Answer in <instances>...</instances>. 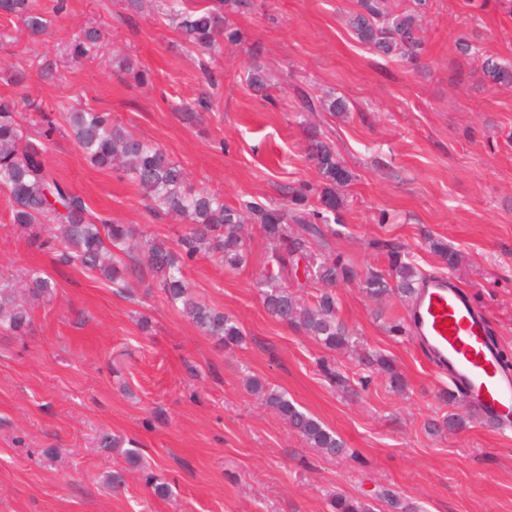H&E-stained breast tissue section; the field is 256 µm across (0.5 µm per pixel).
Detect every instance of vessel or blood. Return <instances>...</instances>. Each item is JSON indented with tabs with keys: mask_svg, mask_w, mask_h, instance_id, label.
<instances>
[{
	"mask_svg": "<svg viewBox=\"0 0 512 512\" xmlns=\"http://www.w3.org/2000/svg\"><path fill=\"white\" fill-rule=\"evenodd\" d=\"M454 388L496 429L512 423V368L501 365L483 315L469 295L444 276L421 282L409 319Z\"/></svg>",
	"mask_w": 512,
	"mask_h": 512,
	"instance_id": "1",
	"label": "vessel or blood"
}]
</instances>
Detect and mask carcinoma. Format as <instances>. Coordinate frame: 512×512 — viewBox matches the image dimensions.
Instances as JSON below:
<instances>
[{
  "mask_svg": "<svg viewBox=\"0 0 512 512\" xmlns=\"http://www.w3.org/2000/svg\"><path fill=\"white\" fill-rule=\"evenodd\" d=\"M247 6V0H212L208 8L190 10L181 5V0H168L165 16L189 43L206 52L216 49L221 34L236 36V32L228 31L224 9L237 12ZM358 6L349 24L360 42L384 55L399 52L411 60L419 58L422 42L416 36L418 13L397 14L389 8L387 0H358ZM0 15L19 20L30 34L43 32L47 24L43 16L31 13L29 0H0ZM96 41V30H87L84 39L73 44V54L89 55ZM479 74L493 88L512 86V64L487 57L482 60ZM19 112V100L0 97V190L8 197L13 223L27 228L61 225L62 238L37 235L34 244L52 253L61 265L78 263L119 288L129 287V278L141 274L140 267L125 262L129 242L138 235L136 226L104 217L90 219L82 197L51 173L41 148L29 141L19 122ZM66 121L77 146L91 164L117 167L155 211L175 214L188 224L175 249L161 240L147 244V269L168 302L203 335L213 338L222 348H230L241 342L243 333L237 322L191 292L184 268L203 252L215 255L228 271L245 265L243 231L244 214L248 213L275 243L267 273L260 280L268 314L329 351L355 345L352 330L337 316L332 288L338 282L354 280L357 272L341 257L322 253L324 236L317 228L321 223H330L340 211L342 199L337 189L351 182L352 173L317 132L309 135L308 154L322 178L320 186L314 188L303 183L289 190L287 206L272 207L244 200L236 209L226 205L220 193L192 189L184 168L163 148L114 124L109 113L72 107L66 113ZM379 247L387 251L389 275L367 271L364 288L374 296L395 290L402 298H412L423 280L422 273L393 244L383 241ZM431 248L446 266L453 268L458 264V253L446 244L433 240ZM301 261L307 283L318 289V294L307 299L288 289V280L297 276ZM24 280L34 300L50 297L56 288L55 282L39 270L25 271ZM32 322V309L16 301L9 281H0V329L22 336L29 332ZM359 361L387 373L393 389L405 388L404 380L384 355L366 349L359 355ZM319 367L331 385L352 391L348 378L328 361L320 360ZM248 386L288 421L310 447L331 457L346 453L336 433L302 410L286 393L256 378L250 379ZM331 508L332 512H373L365 500L345 495L333 497Z\"/></svg>",
  "mask_w": 512,
  "mask_h": 512,
  "instance_id": "1",
  "label": "carcinoma"
}]
</instances>
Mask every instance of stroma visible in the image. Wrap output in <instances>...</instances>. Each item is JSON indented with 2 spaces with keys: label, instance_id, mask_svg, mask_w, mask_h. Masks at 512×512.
Returning <instances> with one entry per match:
<instances>
[{
  "label": "stroma",
  "instance_id": "1",
  "mask_svg": "<svg viewBox=\"0 0 512 512\" xmlns=\"http://www.w3.org/2000/svg\"><path fill=\"white\" fill-rule=\"evenodd\" d=\"M31 36L0 18V96L23 97L28 134L40 112L64 121L76 106L111 113L115 124L159 144L195 188L227 205L286 202L289 187L321 177L308 136L332 144L353 175L341 188L340 223L323 225L331 253L359 272L388 271L378 241L396 243L427 275H449L485 313L500 349L512 354V88L480 81L478 60L456 49L467 35L484 55L512 62V13L495 0H428L423 55L412 63L361 45L347 25L356 0H251L230 14L238 41L211 57L184 43L160 0L127 10L125 0H68ZM96 52L70 59L85 29ZM133 70L120 71V60ZM215 87L201 120L185 106ZM271 77L255 90L248 69ZM320 98L299 109V91ZM342 100L345 111L326 108ZM47 167L82 196L92 216L136 225L175 243L185 230L152 212L118 172L84 160L69 134L44 150ZM460 253L447 269L429 242ZM248 263L225 270L200 256L185 268L192 291L232 317L242 345L223 349L172 307L151 276L117 292L79 266L58 264L28 243L0 193V275L37 268L56 284L34 309L30 334L0 332V512H331V494L367 500L374 512H512V432L472 418L469 400L448 405V381L408 331L398 294L371 298L361 282L336 289L337 314L361 345L389 356L406 388L360 366L355 352L324 349L271 318L259 282L273 245L250 224ZM349 377L353 394L331 387L318 359ZM256 377L285 391L343 440L327 457L266 408L246 386ZM464 427L440 434L426 424L449 413ZM114 434L140 448L147 473L171 493L156 496L140 474L120 491L105 477L119 452Z\"/></svg>",
  "mask_w": 512,
  "mask_h": 512
}]
</instances>
